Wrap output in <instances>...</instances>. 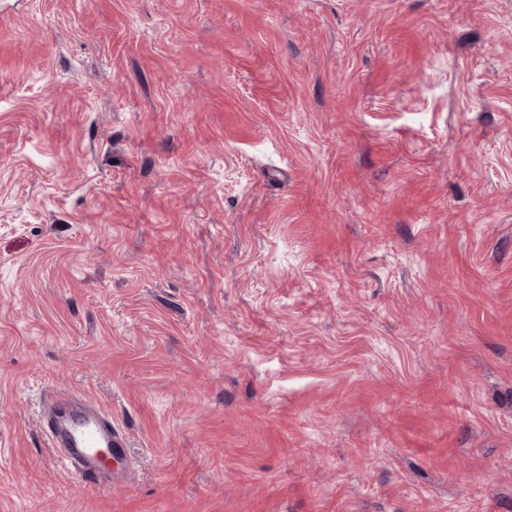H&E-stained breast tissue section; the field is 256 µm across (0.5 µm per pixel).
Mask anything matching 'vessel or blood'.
<instances>
[{
    "label": "vessel or blood",
    "mask_w": 512,
    "mask_h": 512,
    "mask_svg": "<svg viewBox=\"0 0 512 512\" xmlns=\"http://www.w3.org/2000/svg\"><path fill=\"white\" fill-rule=\"evenodd\" d=\"M39 424L50 446L62 449L66 470L93 487L101 483L98 449L109 448L121 454L126 448L124 434L113 425L111 416L100 411L75 416L63 424L54 418L51 407H47Z\"/></svg>",
    "instance_id": "b4317fda"
}]
</instances>
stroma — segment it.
Here are the masks:
<instances>
[{
    "label": "stroma",
    "mask_w": 512,
    "mask_h": 512,
    "mask_svg": "<svg viewBox=\"0 0 512 512\" xmlns=\"http://www.w3.org/2000/svg\"><path fill=\"white\" fill-rule=\"evenodd\" d=\"M0 512H512V0H0ZM78 398L59 394L43 409L40 428L52 448H65L62 460L67 472L77 474L81 481L93 487L101 484L98 448H112L113 453H125L124 434L112 425V416L99 409L93 415H78L63 425L55 419L53 408L66 401Z\"/></svg>",
    "instance_id": "stroma-1"
}]
</instances>
